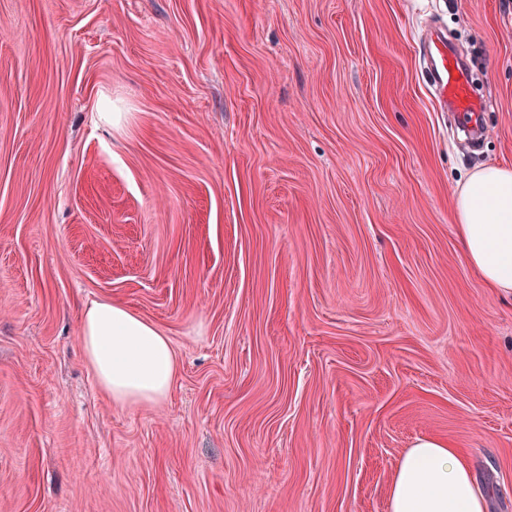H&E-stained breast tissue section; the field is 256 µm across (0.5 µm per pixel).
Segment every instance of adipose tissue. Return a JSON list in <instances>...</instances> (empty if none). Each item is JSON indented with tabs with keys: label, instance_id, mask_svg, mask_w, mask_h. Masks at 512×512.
<instances>
[{
	"label": "adipose tissue",
	"instance_id": "1",
	"mask_svg": "<svg viewBox=\"0 0 512 512\" xmlns=\"http://www.w3.org/2000/svg\"><path fill=\"white\" fill-rule=\"evenodd\" d=\"M454 212L470 268L498 294L512 295V167L485 165L472 171L458 191ZM81 350L100 390L119 405L161 402L177 373L169 337L109 299L84 307ZM389 512H486V505L459 451L423 436L395 471Z\"/></svg>",
	"mask_w": 512,
	"mask_h": 512
}]
</instances>
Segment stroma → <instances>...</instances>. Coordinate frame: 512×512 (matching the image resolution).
Returning a JSON list of instances; mask_svg holds the SVG:
<instances>
[{
	"mask_svg": "<svg viewBox=\"0 0 512 512\" xmlns=\"http://www.w3.org/2000/svg\"><path fill=\"white\" fill-rule=\"evenodd\" d=\"M430 20L490 102L476 150ZM495 163L512 0H0V512H389L422 436L512 512V298L453 221ZM100 299L169 336L165 400L99 390ZM428 86L442 112L449 109L467 118L486 110V104L472 90L471 76L458 59L456 51L448 44V34L440 28L427 33L420 48Z\"/></svg>",
	"mask_w": 512,
	"mask_h": 512,
	"instance_id": "stroma-1",
	"label": "stroma"
}]
</instances>
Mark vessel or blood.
<instances>
[{
	"label": "vessel or blood",
	"instance_id": "1",
	"mask_svg": "<svg viewBox=\"0 0 512 512\" xmlns=\"http://www.w3.org/2000/svg\"><path fill=\"white\" fill-rule=\"evenodd\" d=\"M420 58L428 86L441 109L463 115L485 111L486 104L474 94L470 73L460 64L445 30L435 28L427 33Z\"/></svg>",
	"mask_w": 512,
	"mask_h": 512
}]
</instances>
